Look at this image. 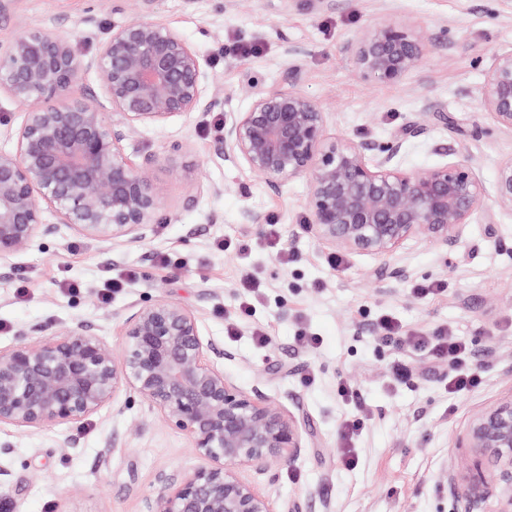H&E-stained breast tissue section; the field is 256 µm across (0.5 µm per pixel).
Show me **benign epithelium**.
I'll use <instances>...</instances> for the list:
<instances>
[{"mask_svg":"<svg viewBox=\"0 0 512 512\" xmlns=\"http://www.w3.org/2000/svg\"><path fill=\"white\" fill-rule=\"evenodd\" d=\"M427 37L414 26L381 19L346 46L358 75L390 83L422 66ZM88 70L95 73L117 122L95 99L48 105ZM198 54L173 29L147 16L131 19L83 60L46 24L0 40V91L26 106L16 152L0 153V260L53 235L43 206L83 237L116 251L142 246L156 223L159 197L152 172L160 157L125 154L121 141L144 124L224 105L202 90ZM480 107L512 132V48L493 54ZM403 140L384 145L326 136V113L289 85L251 92V103L224 121V160L261 176L277 191L309 182L310 227L328 247L383 257L408 240L453 250L480 209L485 188L469 158L424 170L403 167ZM495 203L512 210V157L498 169ZM380 274L405 281L401 261ZM20 342L0 349V426L21 434L87 421L125 389L181 431L208 462L165 477L146 499V512H275L271 499L242 478L290 464L307 448L305 430L260 386L239 389L220 360L232 358L202 336L199 318L158 298L124 320L120 358L92 328L56 332L21 326ZM474 459L451 462L468 512H512V398L474 413L462 436Z\"/></svg>","mask_w":512,"mask_h":512,"instance_id":"benign-epithelium-1","label":"benign epithelium"}]
</instances>
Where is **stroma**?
<instances>
[{"instance_id":"obj_1","label":"stroma","mask_w":512,"mask_h":512,"mask_svg":"<svg viewBox=\"0 0 512 512\" xmlns=\"http://www.w3.org/2000/svg\"><path fill=\"white\" fill-rule=\"evenodd\" d=\"M148 16L199 54L203 91L222 86L224 107L145 124L123 140L127 154L162 159L153 171L159 221L145 246L113 254L45 209L56 234L0 261V348L17 344L23 324L82 323L117 351L132 306L174 300L199 315L204 338L234 353L224 371L240 389L262 386L306 424L310 446L297 461L244 473L277 512H466L446 464L467 458L460 437L471 414L512 397V212L486 203L449 253L407 243L399 255L414 270L408 282L380 279L379 258L348 255L336 266L307 227V180L273 191L226 162L224 120L249 107L243 86L283 85L295 68L298 89L327 114L329 137L386 143L415 122L424 132L403 144L407 169L467 155L494 192L512 134L482 112L480 88L493 52L512 47V0H153ZM130 17L110 0H0V36L46 22L90 58ZM380 17L428 37L420 69L392 84L360 78L344 50ZM249 212L261 223H249ZM269 224L278 227L272 248ZM222 240L228 250L218 249ZM161 253L168 267L158 266ZM110 276L127 286L106 300ZM247 276L261 288L254 313L240 319L237 286ZM63 279L82 282L81 291L60 288ZM431 282L443 292L412 293ZM384 314L401 324L405 341L378 340ZM231 322L233 336L225 333ZM260 332L266 345L256 341ZM440 332L465 341L483 370L467 395L449 394L447 369L407 343ZM312 334L319 342L309 348L302 339ZM401 359L412 372L396 381L390 369ZM343 383L353 398L339 397ZM354 418L364 429L359 464L348 470L336 450L341 423ZM0 442L12 446L0 453V497L15 512H144L161 477L205 464L183 433L126 391L88 422L28 434L5 425Z\"/></svg>"}]
</instances>
